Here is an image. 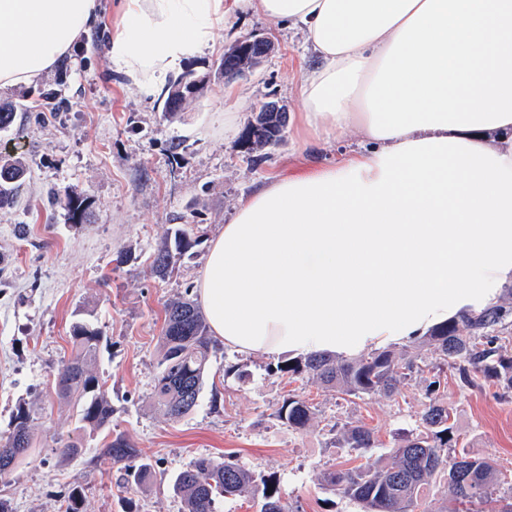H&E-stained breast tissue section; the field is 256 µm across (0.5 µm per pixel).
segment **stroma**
Segmentation results:
<instances>
[{
	"label": "stroma",
	"mask_w": 512,
	"mask_h": 512,
	"mask_svg": "<svg viewBox=\"0 0 512 512\" xmlns=\"http://www.w3.org/2000/svg\"><path fill=\"white\" fill-rule=\"evenodd\" d=\"M252 35L275 44L260 67L231 84L214 75L225 48ZM315 63L300 31L240 11L212 47L187 62L203 87L171 119L158 92L132 83L111 65L106 48L88 37L36 85L61 90L70 110L49 122L20 112L12 127L0 130V159L18 158L27 167L14 206L0 209V434L17 406L27 404L34 446L0 479V496L13 512H64L75 489L81 512H186L174 477L196 459L219 463L228 452L256 477L274 478L296 512H362L356 502L326 490L323 474L337 465L373 468L388 460L395 434L419 422L426 402L422 381L409 382L395 400L340 399L311 374L290 382L266 371L267 357L220 345L192 413L169 420L151 398L163 308L196 287L209 241L238 201L294 165L332 162L360 146L347 137L311 147L289 125L278 144L250 156L238 137L225 135L228 112L244 125L270 100L288 114L301 111L302 77ZM54 190L87 197V221L70 223L64 209L51 206ZM194 225L203 230L200 241L168 277L151 276L157 247ZM80 318L102 333L91 370L105 383L113 428L154 468L149 485L127 486L121 466L102 460V435L87 437L78 459L52 452L76 425L53 379L71 354L70 327ZM291 391L319 410L299 431L276 416ZM448 404L466 451L512 474V400L500 399L490 384L472 391L452 384ZM334 417L373 428L378 447L356 457L334 447Z\"/></svg>",
	"instance_id": "obj_1"
}]
</instances>
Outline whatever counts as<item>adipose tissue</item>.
<instances>
[{"instance_id": "ef3b65f1", "label": "adipose tissue", "mask_w": 512, "mask_h": 512, "mask_svg": "<svg viewBox=\"0 0 512 512\" xmlns=\"http://www.w3.org/2000/svg\"><path fill=\"white\" fill-rule=\"evenodd\" d=\"M299 29L304 143L361 149L238 202L198 294L242 355L350 357L424 335L512 284V0H119L110 62L165 88L241 2ZM100 0H0V91L34 83Z\"/></svg>"}]
</instances>
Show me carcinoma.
Masks as SVG:
<instances>
[{"mask_svg": "<svg viewBox=\"0 0 512 512\" xmlns=\"http://www.w3.org/2000/svg\"><path fill=\"white\" fill-rule=\"evenodd\" d=\"M188 71L165 91L162 111L176 117L183 103ZM53 116L69 109V99L54 92H42L34 106L0 102V130L10 128L16 112L32 108ZM26 175L22 161L0 164V209L13 204L14 196ZM68 219L82 224L87 219L88 204L78 194L62 200ZM197 243L185 230H177L174 244L157 249L151 274L163 278L178 259ZM507 297L483 308H468L448 318V322L430 329L417 338L411 353L378 349L368 356L339 359L327 353L299 356L267 365L274 375L294 378L305 372L316 376L321 386L336 395L362 399L371 395L395 398L404 386L423 373L428 405L415 429L397 434L392 461L375 469L340 467L325 473L327 490L359 503L363 512H422V496L433 478L448 485L445 512H485L483 505L499 504V512H512V496L502 492L501 472L490 462L458 450L460 435L443 398L444 376L451 375L457 387L470 390L481 382L501 389V397L512 395V338L505 331L512 328V285ZM74 355L63 362L54 377L55 393L75 409V431L57 442L55 451L75 458L83 453L84 437L104 433L101 456L114 464L125 465V481L139 486L154 476L153 467L136 462L135 445L121 432H112V404L104 385L88 366L97 357L102 341L100 332L84 320L70 328ZM163 354L154 382V403L173 420L191 413L197 406L207 364L213 350L209 326L196 303L189 297L172 301L164 309ZM432 351L433 357L425 355ZM316 415V407L295 395L278 409L282 424L292 430L305 428ZM31 413L18 406L6 438H0V477L10 475L32 448ZM334 442L348 453H360L375 447L373 429L336 421ZM173 488L186 501L188 512H219L224 498L252 489L263 500L262 512H288L274 479H255L232 457L215 465L199 458L175 478Z\"/></svg>", "mask_w": 512, "mask_h": 512, "instance_id": "cac0c4a2", "label": "carcinoma"}]
</instances>
